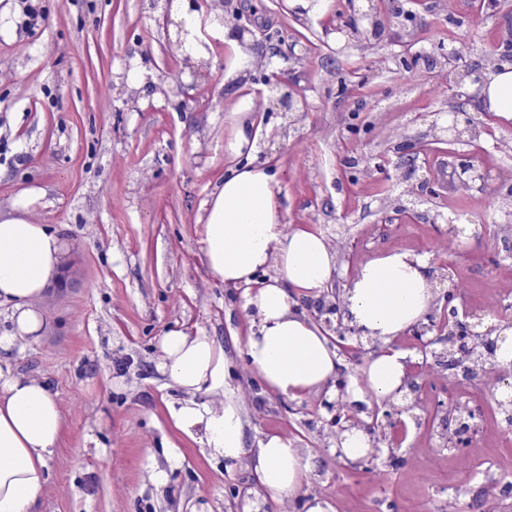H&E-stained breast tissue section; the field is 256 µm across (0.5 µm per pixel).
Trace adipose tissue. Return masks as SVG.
Returning a JSON list of instances; mask_svg holds the SVG:
<instances>
[{"mask_svg": "<svg viewBox=\"0 0 512 512\" xmlns=\"http://www.w3.org/2000/svg\"><path fill=\"white\" fill-rule=\"evenodd\" d=\"M180 24L181 53L193 62L206 60L212 39L224 43V81L246 82L263 50L225 20L220 0L199 13L190 0H160ZM479 111L490 113L499 128L512 127V63L487 70L471 88ZM251 105L240 99L225 116L230 135L224 146L233 157L256 146ZM278 176L252 162L227 171L207 204L204 233L206 265L227 285L245 286L244 307L258 318L244 344L245 357L272 392L299 399L332 383L341 360L322 329L292 308V295L320 298L336 276V250L326 234L308 227L285 228L280 222ZM41 194L30 188L0 209V307L10 312V329L0 349L16 341L45 336L44 303L63 282L72 260L65 238L35 223L30 205ZM274 276H267V269ZM433 293L423 259L393 250L366 262L341 296L344 320L363 337L378 342L362 369V381L346 388L349 404L391 398L406 384L411 355L394 340L419 323ZM164 367L173 382L191 393L207 390L220 405L186 401L172 410L177 429H202V451L225 469L248 462L263 501L298 497L311 470L310 457L280 435L246 447L241 408L229 398L231 372L223 349L205 333L166 332L161 339ZM63 419L55 394L42 381L0 369V512H39L48 463L56 454Z\"/></svg>", "mask_w": 512, "mask_h": 512, "instance_id": "adipose-tissue-1", "label": "adipose tissue"}]
</instances>
